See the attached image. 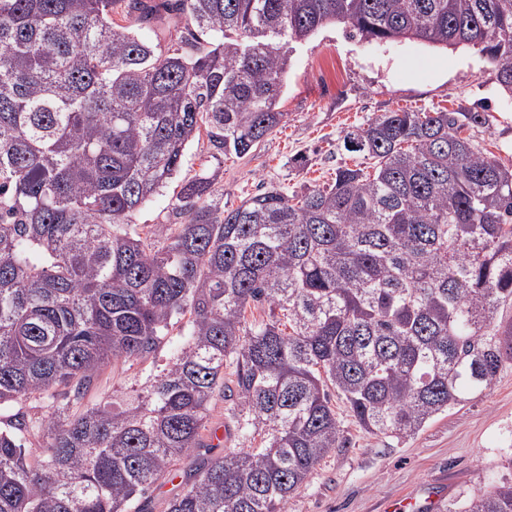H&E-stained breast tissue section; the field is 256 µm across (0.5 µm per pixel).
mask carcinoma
Returning a JSON list of instances; mask_svg holds the SVG:
<instances>
[{
    "instance_id": "obj_1",
    "label": "carcinoma",
    "mask_w": 512,
    "mask_h": 512,
    "mask_svg": "<svg viewBox=\"0 0 512 512\" xmlns=\"http://www.w3.org/2000/svg\"><path fill=\"white\" fill-rule=\"evenodd\" d=\"M336 22L479 46L512 94V0H0V407L74 391L0 428V512H127L200 447L226 369L248 447L204 463L167 512H284L347 447L332 395L406 439L512 363V166L470 135L485 112H385L344 136L372 165L327 187L228 207L203 173L176 222L128 229L201 130L239 157L270 135L284 46ZM174 31L182 52H157ZM183 319L134 397L73 409ZM23 432L42 441L34 465ZM464 512H512V482Z\"/></svg>"
}]
</instances>
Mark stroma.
I'll return each mask as SVG.
<instances>
[{
    "label": "stroma",
    "mask_w": 512,
    "mask_h": 512,
    "mask_svg": "<svg viewBox=\"0 0 512 512\" xmlns=\"http://www.w3.org/2000/svg\"><path fill=\"white\" fill-rule=\"evenodd\" d=\"M460 107L488 113L489 124L475 130V140L488 156L511 164L512 96L477 48L366 42L350 37L345 24L326 25L292 46L277 105L286 123L243 157L217 153L200 135L185 152L177 182L136 215L134 227L145 232L170 223L181 181L200 170L217 172L225 203L236 206L271 184L292 191L330 182L337 166L359 161L343 148L346 133L383 112ZM182 334V324H174L169 343L149 360L104 367L87 403L134 395L147 375L169 362ZM236 412V397L211 400L201 447L150 489L147 512H166L168 500L190 489L204 461L241 447ZM344 430L347 447L316 465L286 512H392L406 497L418 512H463L490 485L512 482V365L480 397L429 421L412 438L373 436L349 420Z\"/></svg>",
    "instance_id": "35a3bbf8"
}]
</instances>
